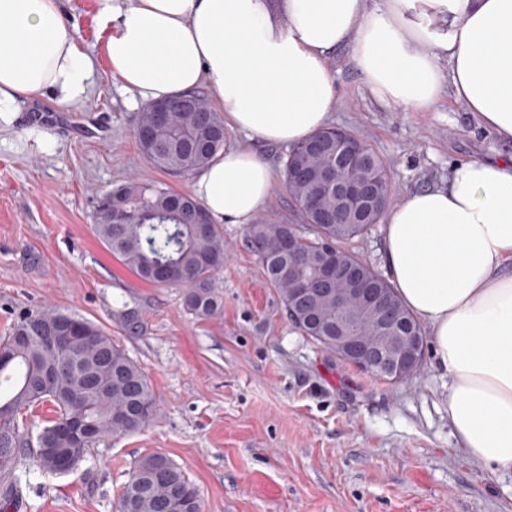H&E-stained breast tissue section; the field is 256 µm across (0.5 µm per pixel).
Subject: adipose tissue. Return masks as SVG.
I'll return each instance as SVG.
<instances>
[{
	"instance_id": "obj_1",
	"label": "adipose tissue",
	"mask_w": 512,
	"mask_h": 512,
	"mask_svg": "<svg viewBox=\"0 0 512 512\" xmlns=\"http://www.w3.org/2000/svg\"><path fill=\"white\" fill-rule=\"evenodd\" d=\"M97 2L110 71L133 105L205 85L231 129L292 146L327 126L329 60L348 47L380 103L428 110L447 90L512 142V0ZM94 77L62 0H0V116L48 92L80 104ZM274 179L257 152L228 148L195 192L213 223L245 224ZM382 233L396 293L448 376L455 438L512 473V156L455 162L447 186L390 208Z\"/></svg>"
}]
</instances>
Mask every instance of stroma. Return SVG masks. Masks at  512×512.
<instances>
[{
    "mask_svg": "<svg viewBox=\"0 0 512 512\" xmlns=\"http://www.w3.org/2000/svg\"><path fill=\"white\" fill-rule=\"evenodd\" d=\"M75 37L96 57L94 87L62 108L54 95L16 105L0 122V337L46 305L99 323L160 399L144 431L103 439L78 470L34 469L10 512H117L118 494L146 455L172 459L198 489L202 512H512V474H494L459 447L448 422V378L424 356L411 380L378 379L325 352L287 318L245 225H224L216 277L222 319L189 315L178 285L128 272L101 243L100 193L134 178L194 192L192 174H167L141 155L138 114L103 51L97 0H63ZM332 125L381 157L392 199L448 183L458 160L511 154L465 107L442 94L427 111L375 101L350 48L330 59ZM276 173L262 213L296 224L283 160L288 146L228 131ZM136 311V323L126 320Z\"/></svg>",
    "mask_w": 512,
    "mask_h": 512,
    "instance_id": "1",
    "label": "stroma"
}]
</instances>
